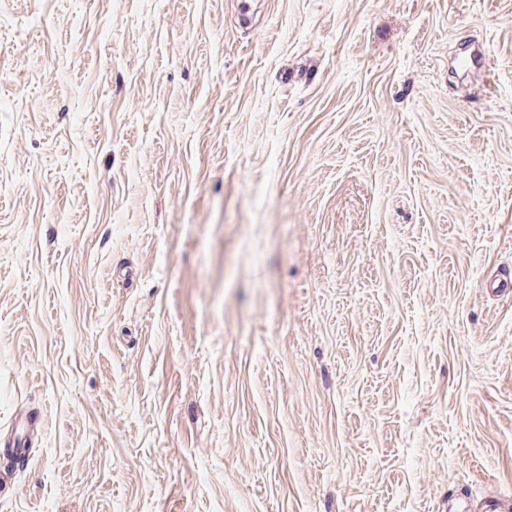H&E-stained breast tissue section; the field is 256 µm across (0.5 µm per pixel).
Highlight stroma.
<instances>
[{"label": "stroma", "mask_w": 512, "mask_h": 512, "mask_svg": "<svg viewBox=\"0 0 512 512\" xmlns=\"http://www.w3.org/2000/svg\"><path fill=\"white\" fill-rule=\"evenodd\" d=\"M0 0V512L512 498V0Z\"/></svg>", "instance_id": "1"}]
</instances>
